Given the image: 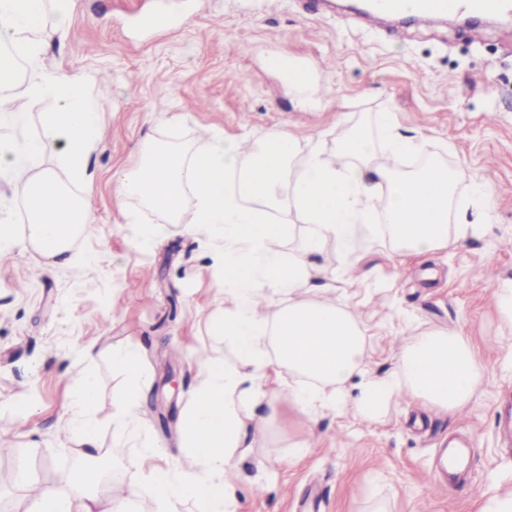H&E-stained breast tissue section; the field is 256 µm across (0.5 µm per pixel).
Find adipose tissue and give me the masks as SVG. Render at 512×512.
I'll return each instance as SVG.
<instances>
[{
  "instance_id": "ef3b65f1",
  "label": "adipose tissue",
  "mask_w": 512,
  "mask_h": 512,
  "mask_svg": "<svg viewBox=\"0 0 512 512\" xmlns=\"http://www.w3.org/2000/svg\"><path fill=\"white\" fill-rule=\"evenodd\" d=\"M71 13L72 0H0V38L38 51L43 42L66 34ZM52 92L60 93L64 105L50 125L61 146L62 168L36 166L45 149L42 140L0 142V175L9 176L13 200L29 215L19 230L0 222V254L25 241L50 265L71 263L73 238L92 224L88 206L70 187L86 178L98 114L81 83L61 85L52 73L38 75L24 95H0V122H17ZM339 150L352 156V163L336 165L317 145L301 144L285 128L271 130L246 149L219 134L207 150L192 154L149 140L134 165L114 172L125 219L141 226L136 247L160 239L167 224L179 223L189 198L194 227L223 240L215 263L224 302V354L198 364L197 397L181 440L186 466H152L137 491L113 496L112 512H136L142 499L153 501L157 512H174L175 504L186 500L201 512H241L227 476L246 452L256 409L286 405L309 419L316 404L339 405L345 383L361 364L363 333L335 298L319 295L316 282L323 272L308 257L330 239L348 249L354 225L373 217L378 185L387 187L384 221L400 251L422 256L454 245L445 169L393 176L375 163L376 144L363 132L347 136ZM132 200L162 212L166 224H141L139 210L127 207ZM289 215L306 231L302 248L285 255L274 244ZM112 362L130 379L114 402L112 433L121 438L136 426L146 374L140 352L128 346L113 345ZM482 377L483 364L465 336L431 331L400 343L394 370L366 380L356 412L374 420L389 400L403 398L455 413L466 407ZM95 400L94 379L84 375L71 403L77 445L96 444ZM95 480L85 474L63 495L45 489L35 512H101L89 492Z\"/></svg>"
}]
</instances>
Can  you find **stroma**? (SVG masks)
Listing matches in <instances>:
<instances>
[{
  "label": "stroma",
  "instance_id": "stroma-1",
  "mask_svg": "<svg viewBox=\"0 0 512 512\" xmlns=\"http://www.w3.org/2000/svg\"><path fill=\"white\" fill-rule=\"evenodd\" d=\"M158 0H75L68 35L44 42L36 61L15 71L22 94L34 73L79 81L99 101L87 180L76 186L95 222L73 243L67 266L46 265L30 246L0 264V464L16 473L0 487V512H32L39 490L66 491L80 463H107L115 491L148 469L142 445L162 464H182L181 419L197 396L196 362L212 355L224 319L212 256L222 240L190 235L193 204L181 223L137 251L112 173L138 160L146 139L194 152L216 133L257 139L275 128L334 154L348 132L377 143V163L409 170L384 152V116L400 133L424 136L432 161L456 171L451 216L473 209L484 183L489 220L445 251L399 263L384 224L359 225L351 255L327 241L316 264L324 285L364 332L365 375L381 377L398 343L424 332L467 336L485 366L468 406L456 415L406 399L377 420L355 409L363 375L346 383L342 411L318 408L315 424L286 407L264 423L266 437L239 463L245 512H477L483 497L512 491V445L500 416L512 407V319L498 292L512 289V24L503 19L371 26L360 15L306 12L299 0H175L178 25L143 35L135 21ZM483 37L473 40V29ZM306 68L305 98L288 89L289 66ZM59 110L51 93L23 123L0 124V138L45 136ZM121 343L145 357L144 433L112 436L114 397L126 377L112 363ZM97 383L98 447L70 435L78 381ZM471 453L459 479L434 491L438 457L457 442ZM309 451L293 460L295 445Z\"/></svg>",
  "mask_w": 512,
  "mask_h": 512
}]
</instances>
